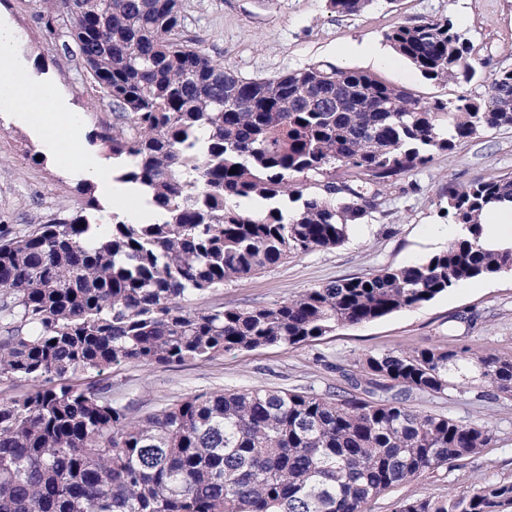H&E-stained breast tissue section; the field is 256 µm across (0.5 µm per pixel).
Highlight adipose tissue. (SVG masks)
I'll list each match as a JSON object with an SVG mask.
<instances>
[{
	"label": "adipose tissue",
	"instance_id": "adipose-tissue-1",
	"mask_svg": "<svg viewBox=\"0 0 512 512\" xmlns=\"http://www.w3.org/2000/svg\"><path fill=\"white\" fill-rule=\"evenodd\" d=\"M0 106L6 121L29 129L48 157L95 185L104 204L101 224H110L116 212L136 222L161 219V210L150 204L139 186L119 181L111 159L87 148L84 112L75 109L58 86L32 75L20 33L1 19Z\"/></svg>",
	"mask_w": 512,
	"mask_h": 512
}]
</instances>
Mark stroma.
Here are the masks:
<instances>
[{
	"mask_svg": "<svg viewBox=\"0 0 512 512\" xmlns=\"http://www.w3.org/2000/svg\"><path fill=\"white\" fill-rule=\"evenodd\" d=\"M184 37L225 67L245 77H274L317 61L343 69L377 71L425 98L456 94L454 84L421 78L403 58L373 66L344 54L352 44L384 46L383 34L397 24L452 16L487 71L512 69V0H372L355 15L332 13L326 0H182ZM35 0H0V17L23 35L34 69L60 86L84 111L89 128L111 122L112 107L93 90L82 62L67 47L70 25L47 33ZM26 132L0 120V225L13 232L58 211L82 207L79 177L67 175ZM512 173V129H501L435 154L427 168L389 186L378 212L351 227L347 241L330 250L288 258L261 273L194 297L191 307H249L281 302L330 281L399 267L438 252L428 232L450 224L443 189ZM440 345L467 347L512 357V272L482 280L480 287H454L420 307L365 325L345 327L298 349L270 346L224 353L208 362L112 369V397L140 417L182 398L220 390L257 387L332 395L346 389L343 370L367 355ZM438 397L416 394L412 406L446 415L463 425H485L495 439L479 456L440 468L420 480L395 485L373 500L368 512H395L404 498L440 497L466 491L471 483L512 482V398L456 377Z\"/></svg>",
	"mask_w": 512,
	"mask_h": 512,
	"instance_id": "35a3bbf8",
	"label": "stroma"
}]
</instances>
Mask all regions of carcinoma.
<instances>
[{
	"label": "carcinoma",
	"mask_w": 512,
	"mask_h": 512,
	"mask_svg": "<svg viewBox=\"0 0 512 512\" xmlns=\"http://www.w3.org/2000/svg\"><path fill=\"white\" fill-rule=\"evenodd\" d=\"M373 0H326L354 15ZM59 19L112 122L88 142L166 210L158 223L93 222L62 210L0 230V512H367L391 486L475 457L494 440L408 404L469 370L512 397V357L440 346L365 358L332 396L254 388L202 393L143 418L112 400L114 365L205 362L298 348L338 328L421 306L460 282L512 271V247L479 245L487 207L512 176L448 182L465 233L422 261L332 281L271 305L192 309L184 301L342 245L401 175L437 152L512 127V70L481 73L451 16L384 33L393 51L453 98L425 101L361 70L311 63L247 78L181 36V0H40ZM484 83L485 93L467 90ZM236 173H230V170ZM320 176L317 190L307 178ZM242 198L266 202L258 212ZM512 482L395 512H507Z\"/></svg>",
	"instance_id": "obj_1"
}]
</instances>
